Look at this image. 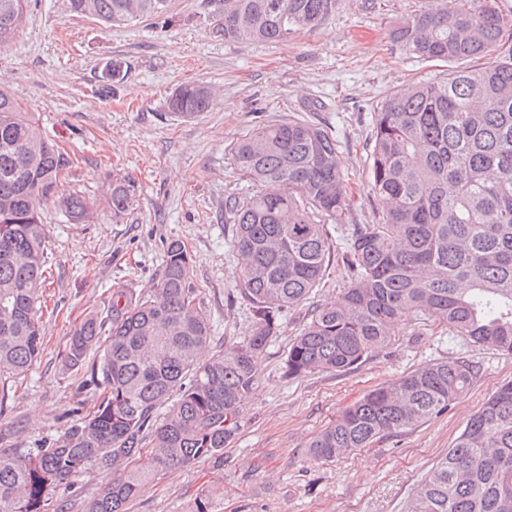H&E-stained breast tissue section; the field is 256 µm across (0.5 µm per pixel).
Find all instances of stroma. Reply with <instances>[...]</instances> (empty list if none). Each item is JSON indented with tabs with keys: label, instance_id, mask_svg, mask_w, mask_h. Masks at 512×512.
Segmentation results:
<instances>
[{
	"label": "stroma",
	"instance_id": "35a3bbf8",
	"mask_svg": "<svg viewBox=\"0 0 512 512\" xmlns=\"http://www.w3.org/2000/svg\"><path fill=\"white\" fill-rule=\"evenodd\" d=\"M439 0H338L321 25L288 42L237 43L214 34L206 0H171L166 24L144 21L104 28L79 18L68 0H29L25 22L0 46V84L27 103L47 135L77 161L79 190L100 200L92 223L71 224L54 207L44 222L52 275L44 292L41 358L10 395L0 430L21 427L29 445L56 437L72 410L88 413L96 396L86 370H65L72 324L101 309L113 286L151 288L166 243L178 239L192 257L193 279L212 319L211 350L242 341L250 314L235 301L234 226L227 198L251 184L231 162V148L250 127L294 116L336 131L351 198L347 223L330 226L335 244L320 285L291 310L257 363L258 381L224 449V470L199 460L157 471L131 512H192L213 491L214 512H405L428 471L447 453L467 420L512 381V354L475 345L412 313L390 344L348 371L286 378L283 359L308 310L337 300L347 273L339 257L349 227L375 223L382 207L370 189L371 114L391 92L444 77L448 65L421 62L392 33ZM129 64L109 96L92 94L105 65ZM185 81L215 87L210 111L183 120L165 106ZM132 176L140 206L116 224L103 202L113 176ZM464 358L478 373L463 397L425 423L331 461L313 459L310 439L381 384L429 362Z\"/></svg>",
	"mask_w": 512,
	"mask_h": 512
}]
</instances>
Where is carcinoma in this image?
Wrapping results in <instances>:
<instances>
[{
  "label": "carcinoma",
  "mask_w": 512,
  "mask_h": 512,
  "mask_svg": "<svg viewBox=\"0 0 512 512\" xmlns=\"http://www.w3.org/2000/svg\"><path fill=\"white\" fill-rule=\"evenodd\" d=\"M70 11L104 27L167 22L171 0H68ZM213 30L228 42L283 43L319 26L337 0H219ZM28 0H0V43L22 26ZM491 0H446L396 31L422 61L466 62L448 77L412 84L373 112L371 191L384 209L356 224L343 251L349 284L317 306L283 360L284 374L351 370L388 345L411 312L479 346L512 354V33ZM493 54L491 64L484 59ZM128 64L105 67L95 92H111ZM217 92L185 82L167 97L170 114L210 111ZM333 131L303 119L258 124L234 143L231 161L258 190L230 197L237 298L252 316L243 341L200 360L212 323L193 282L185 244H166L153 287L124 284L103 309L66 336L65 367L93 360V411L32 448L0 433V512H62L54 493L95 466L112 480L84 512H129L155 469L210 460L224 470V447L257 382L255 361L288 312L323 279L334 244L325 221L347 222V179ZM74 161L46 137L23 103L0 85V413L9 392L44 349L39 315L51 248L41 216L51 204L72 224L98 206L66 189ZM139 188L112 179L108 205L120 224ZM476 365L424 364L372 390L311 439L331 461L423 423L463 394ZM164 417L158 418L160 410ZM406 512H512V382L501 385L430 469Z\"/></svg>",
  "instance_id": "1"
}]
</instances>
